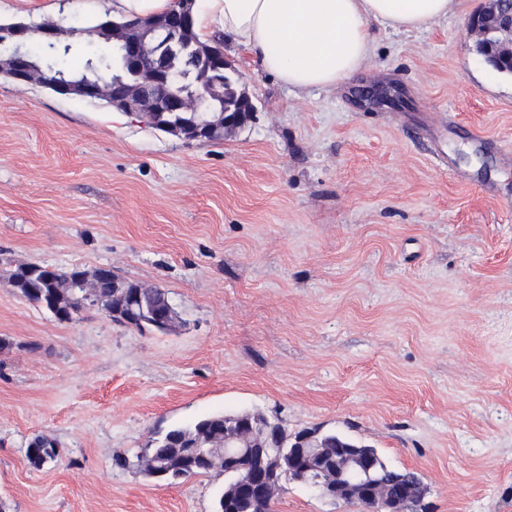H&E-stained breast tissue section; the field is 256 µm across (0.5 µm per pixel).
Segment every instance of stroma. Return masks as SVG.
Listing matches in <instances>:
<instances>
[{
    "instance_id": "obj_1",
    "label": "stroma",
    "mask_w": 512,
    "mask_h": 512,
    "mask_svg": "<svg viewBox=\"0 0 512 512\" xmlns=\"http://www.w3.org/2000/svg\"><path fill=\"white\" fill-rule=\"evenodd\" d=\"M481 0L297 95L225 44L256 112L187 142L104 103L0 78V500L9 512H213L224 473L137 466L213 412L316 428L417 471L423 512H512V77L465 36ZM112 0H0L73 29ZM110 266L166 289L171 332L57 321L18 266ZM37 435L59 462L34 468ZM123 456L128 467L118 468ZM274 512H365L288 482ZM51 452V462L43 464L42 453L47 454ZM27 458L31 465L35 468H44L56 462L59 458V450L55 443L47 441L43 436L37 435L28 444Z\"/></svg>"
}]
</instances>
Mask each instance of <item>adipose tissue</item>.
Here are the masks:
<instances>
[{
  "instance_id": "obj_1",
  "label": "adipose tissue",
  "mask_w": 512,
  "mask_h": 512,
  "mask_svg": "<svg viewBox=\"0 0 512 512\" xmlns=\"http://www.w3.org/2000/svg\"><path fill=\"white\" fill-rule=\"evenodd\" d=\"M456 0H203L200 38L221 31L288 89H333L371 59L372 25L426 29L453 13Z\"/></svg>"
}]
</instances>
